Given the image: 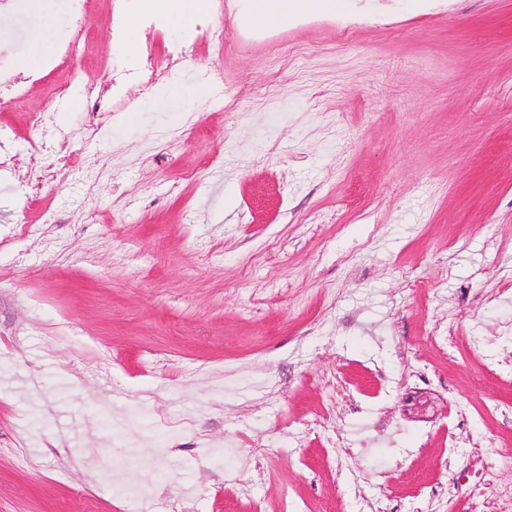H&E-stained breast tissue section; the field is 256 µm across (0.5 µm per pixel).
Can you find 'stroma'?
<instances>
[{
  "label": "stroma",
  "mask_w": 512,
  "mask_h": 512,
  "mask_svg": "<svg viewBox=\"0 0 512 512\" xmlns=\"http://www.w3.org/2000/svg\"><path fill=\"white\" fill-rule=\"evenodd\" d=\"M252 4L224 0L222 51L92 118L86 88L129 56L99 0L89 55L0 101V156L36 136L54 166L0 169V512L512 494V0H346L274 30L240 26ZM65 34L46 0L0 13L18 62Z\"/></svg>",
  "instance_id": "35a3bbf8"
}]
</instances>
